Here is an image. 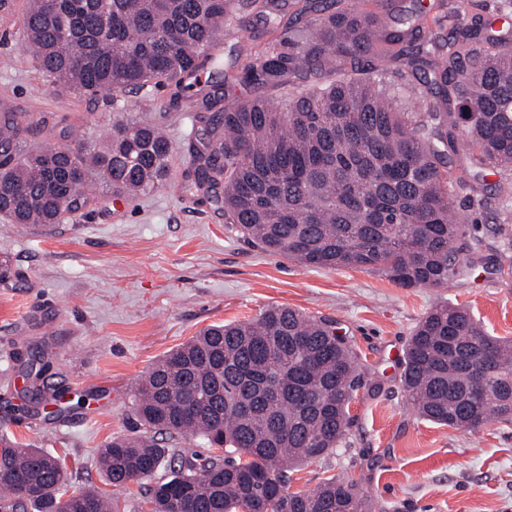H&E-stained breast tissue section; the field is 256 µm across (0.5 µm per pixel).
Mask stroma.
<instances>
[{"label": "stroma", "instance_id": "stroma-1", "mask_svg": "<svg viewBox=\"0 0 512 512\" xmlns=\"http://www.w3.org/2000/svg\"><path fill=\"white\" fill-rule=\"evenodd\" d=\"M28 0H0V113L39 112L27 149L104 145L123 113L161 125L177 148L165 185L114 201L96 182L77 222L31 230L0 218V440L64 458L65 487L110 494L117 512H151L146 478L116 490L100 448L137 433L140 379L202 329L254 318L271 305L332 320L350 337L367 384L347 442L290 471L291 491L343 476L371 512H512V421L461 432L421 419L401 386L416 323L435 304L470 310L493 336L512 339V219L491 199L470 236L481 239L469 275L444 288H402L359 269L311 268L262 252L227 228L201 195L181 189L183 147L207 111L175 87L112 97L52 84L23 37Z\"/></svg>", "mask_w": 512, "mask_h": 512}]
</instances>
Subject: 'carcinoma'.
Instances as JSON below:
<instances>
[{"mask_svg":"<svg viewBox=\"0 0 512 512\" xmlns=\"http://www.w3.org/2000/svg\"><path fill=\"white\" fill-rule=\"evenodd\" d=\"M282 0H31L23 35L39 68L81 93L174 83L201 91L207 68L221 75V35L248 58L240 82L276 98L231 100L217 84L211 111L188 139V195L204 194L224 223L262 251L317 268H362L402 288H441L474 265L456 244L467 234L451 197L471 211L488 204L481 179L499 177L512 197V47L488 49L476 17L448 36H424L426 14L400 17L351 0H305L284 22ZM291 37L257 54L241 31L253 16ZM425 88L411 112L392 78ZM41 113L0 114V214L14 224H58L87 204L90 174L112 194L162 187L175 146L135 118L115 121L106 146L21 150ZM463 156L477 181L453 177ZM489 360L487 395L467 396L470 364ZM401 383L419 416L466 431L512 420V341L490 335L465 309L437 304L412 330ZM363 384L359 356L326 320L269 306L252 320L214 325L170 351L140 381L139 435L100 449L99 470L122 488L152 476L169 449L149 433L198 437L224 448L201 460L190 448L151 489L152 512H368L367 496L342 477L290 492L288 469L343 444ZM60 456L0 444V512H114L95 490H64Z\"/></svg>","mask_w":512,"mask_h":512,"instance_id":"obj_1","label":"carcinoma"}]
</instances>
